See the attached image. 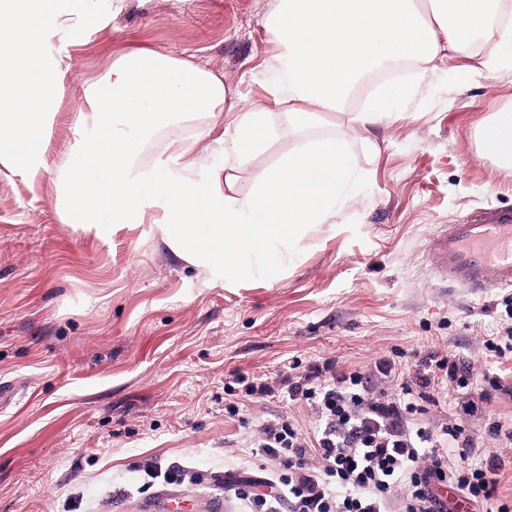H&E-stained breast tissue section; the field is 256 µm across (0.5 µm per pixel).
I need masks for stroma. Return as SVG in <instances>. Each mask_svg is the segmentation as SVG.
Listing matches in <instances>:
<instances>
[{"mask_svg":"<svg viewBox=\"0 0 512 512\" xmlns=\"http://www.w3.org/2000/svg\"><path fill=\"white\" fill-rule=\"evenodd\" d=\"M273 0H107L108 14L74 46L47 42L65 77L48 112L47 169L37 177L0 166V512H245L224 493V472L265 477L270 464L238 442L289 415L287 397L234 414L235 374L286 380L290 369L331 362L372 374L391 359L409 370L430 354L481 362L487 337L507 323L512 288L479 296L446 283L427 246L444 224L512 209V172L476 141L480 122L512 111V63L482 36L471 55L439 63L425 92L390 105L360 144L347 112L311 138L336 136L364 180L288 263L270 259L232 285L204 280L174 253L153 219L109 237L61 223L54 163L73 141L72 109L87 81L122 48H150L223 76L217 120L265 107L279 129L239 171L242 182L293 148L284 108L264 73L274 53L264 18ZM502 387L465 418L489 442L490 422L512 423V360L491 366Z\"/></svg>","mask_w":512,"mask_h":512,"instance_id":"1","label":"stroma"}]
</instances>
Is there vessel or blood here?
I'll return each mask as SVG.
<instances>
[{"instance_id": "b4317fda", "label": "vessel or blood", "mask_w": 512, "mask_h": 512, "mask_svg": "<svg viewBox=\"0 0 512 512\" xmlns=\"http://www.w3.org/2000/svg\"><path fill=\"white\" fill-rule=\"evenodd\" d=\"M428 260L440 276L473 293L512 288V209L443 226L431 238Z\"/></svg>"}]
</instances>
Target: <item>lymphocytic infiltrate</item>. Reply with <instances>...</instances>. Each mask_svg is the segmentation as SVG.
Here are the masks:
<instances>
[{
	"label": "lymphocytic infiltrate",
	"instance_id": "obj_1",
	"mask_svg": "<svg viewBox=\"0 0 512 512\" xmlns=\"http://www.w3.org/2000/svg\"><path fill=\"white\" fill-rule=\"evenodd\" d=\"M444 374L454 389H472L473 366L444 357L415 372L391 393L374 391L359 372L312 364L288 386L292 400L313 410L319 425L303 434L291 421L261 426L249 446L274 462L264 483L226 482L250 512H512L497 494L496 453L473 463V440L463 423L433 431L422 421L420 390Z\"/></svg>",
	"mask_w": 512,
	"mask_h": 512
}]
</instances>
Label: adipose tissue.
<instances>
[{"label":"adipose tissue","mask_w":512,"mask_h":512,"mask_svg":"<svg viewBox=\"0 0 512 512\" xmlns=\"http://www.w3.org/2000/svg\"><path fill=\"white\" fill-rule=\"evenodd\" d=\"M265 26L276 45L270 92L287 101L288 130L299 133L344 111L349 90L368 73L405 60L434 71L445 55L470 53L485 33L512 47V0H275ZM424 87L389 83L353 121L369 131L384 122L388 103ZM225 98L223 78L186 60L146 48L113 55L73 109V143L57 168L67 198L61 221L108 236L157 212L174 215L157 225L163 240L209 280L227 284L250 276L261 258L287 260L335 216L357 175L354 154L338 138L297 145L240 185L238 163L268 134L265 111L253 109L241 113L230 139L216 137L202 150L174 134L171 155L152 174L141 165L142 131L167 128L173 114L215 116ZM479 135L493 137L491 157L512 171V113L482 122ZM215 152L223 166H213Z\"/></svg>","instance_id":"obj_1"}]
</instances>
